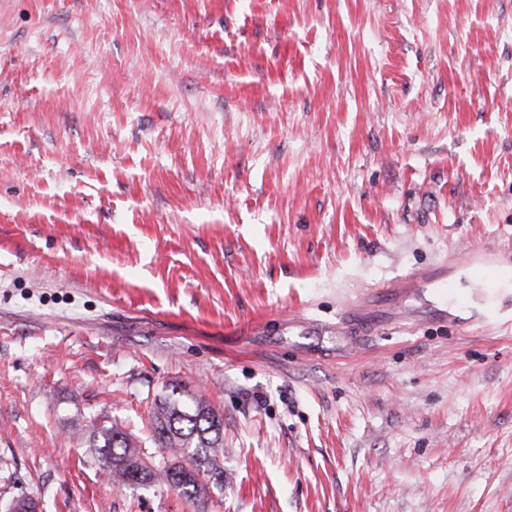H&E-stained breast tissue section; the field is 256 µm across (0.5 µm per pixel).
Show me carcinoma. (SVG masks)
Here are the masks:
<instances>
[{
	"mask_svg": "<svg viewBox=\"0 0 512 512\" xmlns=\"http://www.w3.org/2000/svg\"><path fill=\"white\" fill-rule=\"evenodd\" d=\"M150 425L157 447L181 455V460L156 466L142 457L129 436L114 424L101 429L93 444L113 482L133 488L162 482L191 500L206 492L198 475L224 480L222 422L209 405L193 398L165 396L154 401ZM184 458L189 463H183Z\"/></svg>",
	"mask_w": 512,
	"mask_h": 512,
	"instance_id": "obj_1",
	"label": "carcinoma"
}]
</instances>
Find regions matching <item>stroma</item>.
<instances>
[{
    "label": "stroma",
    "instance_id": "stroma-1",
    "mask_svg": "<svg viewBox=\"0 0 512 512\" xmlns=\"http://www.w3.org/2000/svg\"><path fill=\"white\" fill-rule=\"evenodd\" d=\"M474 249L512 252V0H0V512H512V287L340 324ZM174 388L223 419L194 501L92 447L164 465Z\"/></svg>",
    "mask_w": 512,
    "mask_h": 512
}]
</instances>
